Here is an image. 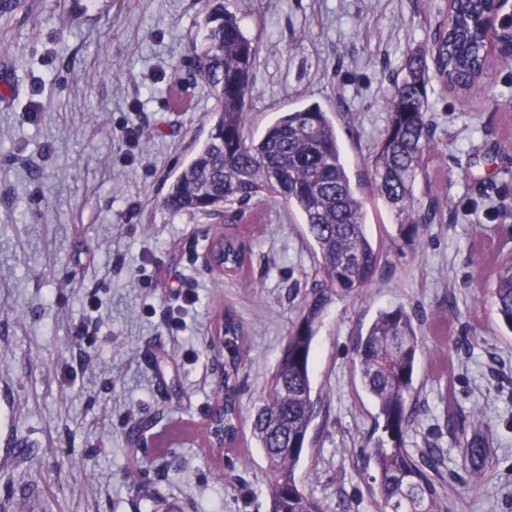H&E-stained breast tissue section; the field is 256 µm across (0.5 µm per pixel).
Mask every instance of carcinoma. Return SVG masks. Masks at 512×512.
<instances>
[{
	"label": "carcinoma",
	"mask_w": 512,
	"mask_h": 512,
	"mask_svg": "<svg viewBox=\"0 0 512 512\" xmlns=\"http://www.w3.org/2000/svg\"><path fill=\"white\" fill-rule=\"evenodd\" d=\"M206 34L193 45L194 77L215 101L216 119L208 137L168 186L163 199L171 214L197 212L230 222L245 208L265 199L280 200L296 212L303 235L313 249L320 278L305 294L288 342L272 373L266 396L254 408L250 435L270 475L269 512H323L306 493L296 470L309 445L320 393L314 386L311 353L326 307L339 294L367 287L382 254L368 233L363 184L354 182L338 138V114L318 103L278 113L257 137L245 132L253 90L257 47L241 20L224 0H203ZM493 0H448V13L424 45L411 53L392 78L386 129L367 165L371 188L395 212L393 241L414 240L435 218V207H423L414 193L424 159L433 149L427 87L435 78L442 89L472 98L491 77V32L487 16ZM434 75H429V70ZM224 269L237 272L246 264L243 245L224 232ZM500 326L512 333V260L501 264L486 289ZM420 328L404 307L381 309L360 325L352 348L359 387L377 410L374 429L382 432L365 455L373 468L368 487L376 512H443L444 465L439 449L413 453L404 438L417 415L415 376ZM245 332L224 311V382L214 423L224 442L240 429L239 377L243 369ZM462 468L481 479L492 468V440L475 419L451 423ZM129 479L149 512H158L160 492L131 467Z\"/></svg>",
	"instance_id": "carcinoma-1"
}]
</instances>
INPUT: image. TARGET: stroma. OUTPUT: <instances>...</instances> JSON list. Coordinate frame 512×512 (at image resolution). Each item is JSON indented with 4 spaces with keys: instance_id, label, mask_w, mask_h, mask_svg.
I'll return each instance as SVG.
<instances>
[{
    "instance_id": "stroma-1",
    "label": "stroma",
    "mask_w": 512,
    "mask_h": 512,
    "mask_svg": "<svg viewBox=\"0 0 512 512\" xmlns=\"http://www.w3.org/2000/svg\"><path fill=\"white\" fill-rule=\"evenodd\" d=\"M258 47L247 133L319 103L348 116L338 134L353 179L387 122L390 77L448 0H224ZM201 0H33L0 21V503L6 512H138L137 464L182 512H268L266 464L249 433L216 461L206 414L216 386L202 344L225 307L248 347L243 420L314 283L300 218L277 201L229 225L250 248L239 273L205 262L215 224L162 206L206 140L214 106L190 76ZM499 64L461 103L430 82L436 151L415 194L437 218L392 243L394 218L365 195L383 256L373 282L335 297L312 351L321 393L314 442L297 471L324 512H374L361 455L373 403L352 341L379 309L414 312L423 340L419 415L407 448L444 452L448 512H512V334L485 294L512 252V10L494 21ZM479 417L493 475L457 462L449 418ZM152 425L138 442L128 433ZM21 473L7 485L4 476ZM32 484L36 493L24 492Z\"/></svg>"
}]
</instances>
